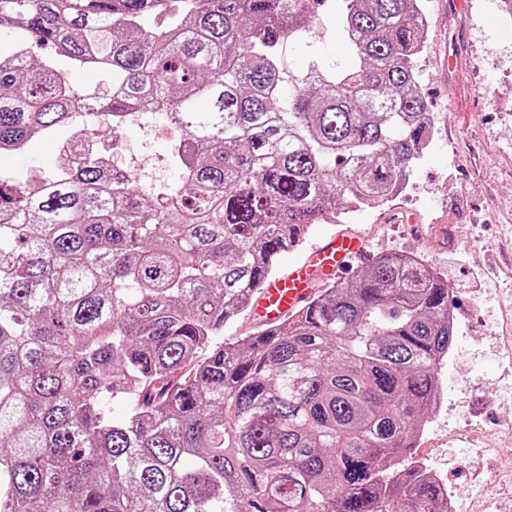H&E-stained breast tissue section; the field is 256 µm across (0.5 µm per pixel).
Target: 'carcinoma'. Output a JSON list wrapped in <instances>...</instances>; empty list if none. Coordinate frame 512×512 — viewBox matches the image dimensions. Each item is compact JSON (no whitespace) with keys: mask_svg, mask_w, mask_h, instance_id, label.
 I'll return each mask as SVG.
<instances>
[{"mask_svg":"<svg viewBox=\"0 0 512 512\" xmlns=\"http://www.w3.org/2000/svg\"><path fill=\"white\" fill-rule=\"evenodd\" d=\"M321 2L0 0V155L73 126L67 70L92 67L111 127L170 114L181 173L144 189L75 137L62 173L0 180V512H445L404 457L455 332L418 258L218 342L280 252L338 203H387L434 128L418 0H335L353 67L281 100L278 50Z\"/></svg>","mask_w":512,"mask_h":512,"instance_id":"obj_1","label":"carcinoma"}]
</instances>
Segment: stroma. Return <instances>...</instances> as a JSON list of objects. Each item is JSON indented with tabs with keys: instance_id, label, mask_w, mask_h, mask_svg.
Here are the masks:
<instances>
[{
	"instance_id": "35a3bbf8",
	"label": "stroma",
	"mask_w": 512,
	"mask_h": 512,
	"mask_svg": "<svg viewBox=\"0 0 512 512\" xmlns=\"http://www.w3.org/2000/svg\"><path fill=\"white\" fill-rule=\"evenodd\" d=\"M424 0L429 16L415 73L428 110L445 144L423 156L405 194L381 207L354 211L312 225L301 247L282 252L276 274L303 256L306 246L338 232L361 236L365 248L352 256L336 281H347L384 253L417 255L448 277L459 317L452 349L438 368L446 407L433 412L415 455L445 471L449 481H500L495 457L479 468L466 465L467 443L451 438L461 415L482 423L485 437L498 431V418L512 411V26L496 23L488 0ZM349 64L350 57L332 0H324L301 42L285 45L280 87L289 98L293 78L316 61ZM71 128L57 129L24 152L0 160V177L31 168L63 171L67 159L59 143ZM125 146L153 158L160 177L174 179L166 167L169 139L145 137L133 124L120 131ZM478 268L486 280L472 291L468 273Z\"/></svg>"
}]
</instances>
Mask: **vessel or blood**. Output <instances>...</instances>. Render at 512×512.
<instances>
[{
	"label": "vessel or blood",
	"instance_id": "obj_1",
	"mask_svg": "<svg viewBox=\"0 0 512 512\" xmlns=\"http://www.w3.org/2000/svg\"><path fill=\"white\" fill-rule=\"evenodd\" d=\"M361 239L339 234L322 241L306 258L283 277L267 280L253 304V314L261 324H274L300 309L316 283L328 278L350 252L362 248Z\"/></svg>",
	"mask_w": 512,
	"mask_h": 512
}]
</instances>
